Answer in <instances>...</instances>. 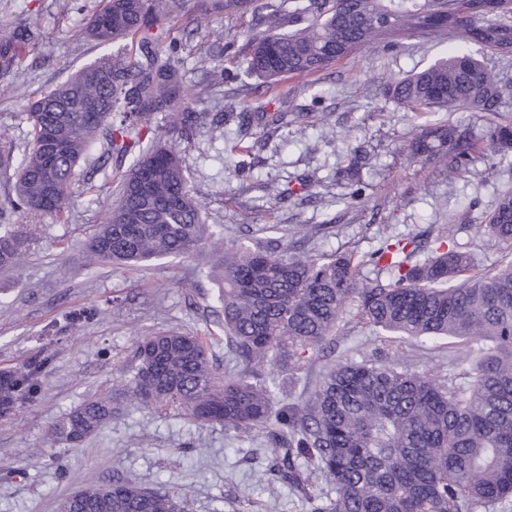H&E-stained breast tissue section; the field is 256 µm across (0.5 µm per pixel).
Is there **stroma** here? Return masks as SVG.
<instances>
[{"mask_svg":"<svg viewBox=\"0 0 512 512\" xmlns=\"http://www.w3.org/2000/svg\"><path fill=\"white\" fill-rule=\"evenodd\" d=\"M102 0H0V24L25 27L24 63L0 74V130L16 142L28 131L26 106L41 91L84 65L112 55V46L87 38L85 27ZM212 38L235 40L224 54L222 87L205 86L206 66L197 42L183 39L185 83L195 108L211 114L236 104L241 112L280 109L287 126L274 133L254 128L249 149L228 148L239 137L236 124L201 127L181 153L192 185L208 191L209 223L225 241L245 240L312 254H363L390 236L417 234L433 224H451L455 239L475 253L481 266L496 265L499 251L485 248L480 230L500 191L512 185V170L489 175L491 150L475 154L469 170L449 181L441 167L410 157L407 144L421 129L450 117L413 112L385 96L389 79L417 72L451 48L437 36L407 38L388 48H370L314 76H287L272 89L244 77L250 17L211 19L198 15ZM455 120L483 136L490 122L481 112H458ZM369 154L361 170V197L350 202L346 170ZM127 168L116 159L89 166L74 187L67 221L7 213V223L32 231L35 244L17 267L0 272V371H15L38 356L48 359L36 394L0 415V512H58L60 502L91 478H123L142 486L185 494L187 512H307L288 486L265 477L271 453L264 431L234 433L218 424H188L150 406L126 408L125 385L138 338L167 330L191 333L208 343L219 373L235 372L216 301L217 288L203 261L166 258L131 269L89 264L85 245L104 211L118 201L116 177ZM286 193L275 199L265 186ZM314 228L300 239L299 225ZM332 358L311 354L299 379L280 369L278 400L302 402L330 360L361 361L384 355L381 336L355 323H339ZM413 370L436 378L470 371L455 340L442 338L405 347ZM111 396L122 416L79 445L50 436L53 423L93 396Z\"/></svg>","mask_w":512,"mask_h":512,"instance_id":"obj_1","label":"stroma"}]
</instances>
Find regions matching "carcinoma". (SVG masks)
<instances>
[{
    "label": "carcinoma",
    "instance_id": "carcinoma-1",
    "mask_svg": "<svg viewBox=\"0 0 512 512\" xmlns=\"http://www.w3.org/2000/svg\"><path fill=\"white\" fill-rule=\"evenodd\" d=\"M105 0L86 34L118 54L84 65L29 102L23 144L0 137V166L14 171L10 209L64 218L72 187L95 150L130 160L119 201L86 244L93 263L129 265L208 252L224 315V338L239 370L218 375L203 340L176 330L143 337L129 379L133 404L172 409L226 430L264 429L271 474L303 497L309 512H495L512 503V189L503 190L484 244L505 253L490 268L462 247L425 253L424 239H453L454 225L432 224L426 238H387L361 257L309 255L273 244H228L206 223L202 190L189 184L181 142L206 124L180 70L181 41L170 24L200 11L251 14L259 34L246 39V73L263 82L307 76L374 45L438 35L499 54L512 41V0ZM306 25L281 30L283 19ZM26 31L0 26V73L22 67ZM512 75L471 53L453 51L388 84L394 103L495 117L486 141L512 165V117L500 112ZM160 118L178 135L150 139ZM478 147L465 125L436 124L407 145L448 170L465 173ZM33 237L0 224V270L17 266ZM371 267L375 277L363 275ZM349 319L393 337L454 338L467 373L438 380L410 370L402 344L391 355L330 367L301 403L275 405V370L304 368ZM48 359L0 377V414L33 393ZM117 415L108 397L90 398L51 427L78 445ZM323 482L328 490L318 483ZM179 494L121 479L93 481L59 512H184Z\"/></svg>",
    "mask_w": 512,
    "mask_h": 512
}]
</instances>
